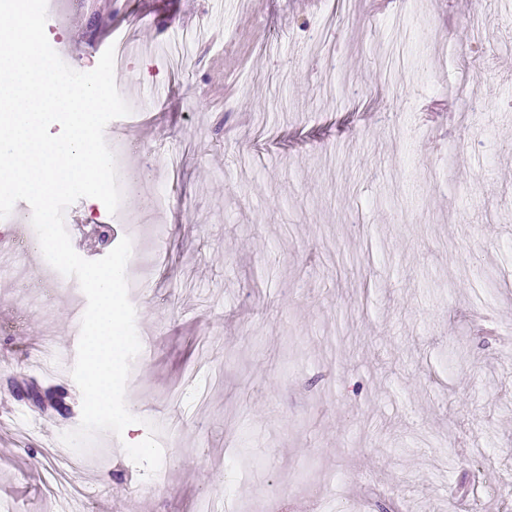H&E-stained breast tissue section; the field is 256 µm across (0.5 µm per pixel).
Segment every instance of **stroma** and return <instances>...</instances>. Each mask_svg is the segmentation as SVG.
I'll return each mask as SVG.
<instances>
[{
    "mask_svg": "<svg viewBox=\"0 0 512 512\" xmlns=\"http://www.w3.org/2000/svg\"><path fill=\"white\" fill-rule=\"evenodd\" d=\"M47 21L75 70L125 48L112 151L166 195L112 217L143 249L126 404L163 460L62 448L82 395L38 362L86 298L19 288L34 251L0 276V512H512V0H53ZM103 208L65 212L84 259L112 249Z\"/></svg>",
    "mask_w": 512,
    "mask_h": 512,
    "instance_id": "obj_1",
    "label": "stroma"
}]
</instances>
